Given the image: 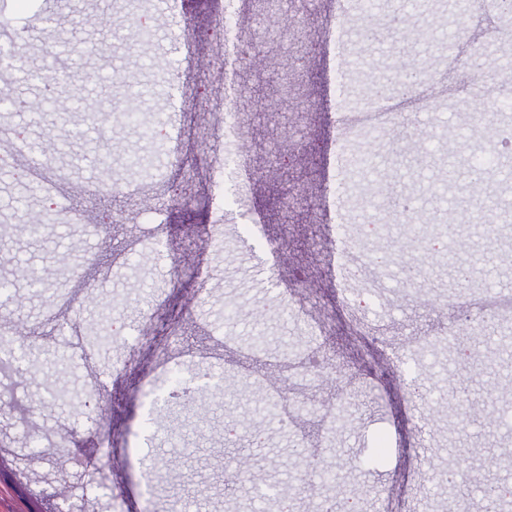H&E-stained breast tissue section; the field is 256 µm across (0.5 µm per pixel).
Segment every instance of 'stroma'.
I'll use <instances>...</instances> for the list:
<instances>
[{"instance_id": "stroma-1", "label": "stroma", "mask_w": 512, "mask_h": 512, "mask_svg": "<svg viewBox=\"0 0 512 512\" xmlns=\"http://www.w3.org/2000/svg\"><path fill=\"white\" fill-rule=\"evenodd\" d=\"M366 1L353 0L341 28L338 0L294 5L282 40L258 47L247 23L277 6L236 0V127L247 149L233 195L221 167L226 0H12L25 33L8 50L0 129L69 145L29 181L0 172V280L12 283L0 324L19 328L20 353L67 366L21 369L17 400L0 401V512H58L66 494L86 512L178 503L273 512L283 492L294 512L347 496L361 512H488L487 485L512 481V470L483 465L492 446L512 448V429L485 413L491 403L512 418V358L499 352L512 349V331L476 322L453 345L439 333L457 303L512 299V179L501 175L512 154L478 172L468 164L512 128V111L498 109L497 71L473 61L489 49L512 60V40L490 16L469 15L450 57L428 38L445 29L448 0L416 11L406 0ZM338 37L349 104L402 56L430 79L394 97L397 126L353 141L370 163L348 170L335 195ZM162 60L169 71L157 70ZM41 69L67 75L68 86L32 117L14 103L47 87L18 76ZM426 99L437 111L423 110ZM118 100L139 122L107 118ZM146 126L166 133L148 141ZM275 139L288 151L280 164L266 150ZM452 150L466 161L454 179ZM134 153L153 155L148 172L121 167ZM45 182L58 207L35 244L20 226L42 214ZM476 187L506 206L508 227L454 209ZM402 195L418 201L417 223L456 225L448 244L474 266L473 280L459 281L446 253L424 256L413 228L394 222L390 199ZM369 220L388 232L364 250L422 273L411 294L371 270L340 290L331 227L352 236ZM279 234L286 249L275 256L268 246ZM34 270L61 282L58 295L31 288ZM350 293L368 295L365 313ZM105 318L124 325L123 338L97 341ZM183 383L187 398L170 402ZM60 386L70 398L50 400ZM238 419L244 429L225 441Z\"/></svg>"}]
</instances>
